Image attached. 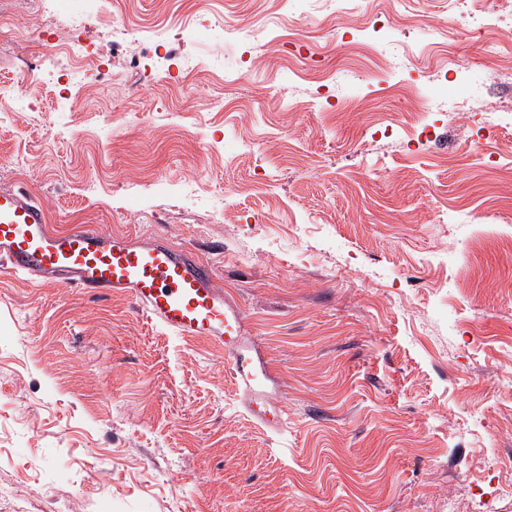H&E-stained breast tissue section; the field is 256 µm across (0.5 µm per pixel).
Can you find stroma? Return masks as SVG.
<instances>
[{
	"label": "stroma",
	"instance_id": "1",
	"mask_svg": "<svg viewBox=\"0 0 512 512\" xmlns=\"http://www.w3.org/2000/svg\"><path fill=\"white\" fill-rule=\"evenodd\" d=\"M481 10L0 0V189L194 250L288 405L270 432L206 344L0 273L7 512H512V132H482L512 111V23ZM73 43L110 60L72 58L77 109L48 84L20 106Z\"/></svg>",
	"mask_w": 512,
	"mask_h": 512
}]
</instances>
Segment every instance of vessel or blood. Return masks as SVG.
I'll use <instances>...</instances> for the list:
<instances>
[{"label": "vessel or blood", "instance_id": "vessel-or-blood-1", "mask_svg": "<svg viewBox=\"0 0 512 512\" xmlns=\"http://www.w3.org/2000/svg\"><path fill=\"white\" fill-rule=\"evenodd\" d=\"M0 270L35 286L62 284L87 295L131 299L151 325L213 347L244 408L272 431L285 428L273 366L248 340L239 301L218 286L213 268L193 250L94 224L54 231L30 195L0 189Z\"/></svg>", "mask_w": 512, "mask_h": 512}]
</instances>
